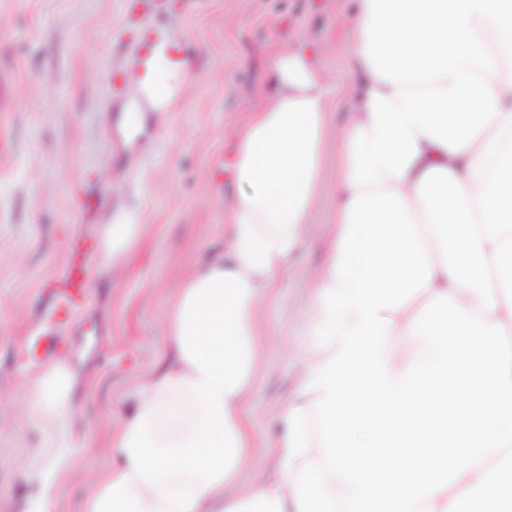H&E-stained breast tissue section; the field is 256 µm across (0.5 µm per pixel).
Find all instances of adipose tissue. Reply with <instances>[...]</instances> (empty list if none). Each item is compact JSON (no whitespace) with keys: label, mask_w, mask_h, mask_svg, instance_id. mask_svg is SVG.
<instances>
[{"label":"adipose tissue","mask_w":512,"mask_h":512,"mask_svg":"<svg viewBox=\"0 0 512 512\" xmlns=\"http://www.w3.org/2000/svg\"><path fill=\"white\" fill-rule=\"evenodd\" d=\"M347 48L362 80L349 122L331 129L326 77L304 48L277 50L274 89L235 133L237 192L224 214V251L177 288L165 316L166 347L112 431L120 457L86 487L82 512H298L292 483L307 460L323 463L311 420L323 390L306 391L327 348L306 342L302 392L281 409L270 446L278 474L245 484L253 437L245 407L259 374L260 300L304 240L322 189L326 143L336 136L334 233L302 313L323 320L349 203L392 190L405 200L430 257L429 285L385 311L384 360L392 380L424 339L409 326L428 300L451 295L468 313L512 334V0H357ZM132 215L109 225L107 263L128 258ZM67 361L26 379V407L69 414Z\"/></svg>","instance_id":"1"}]
</instances>
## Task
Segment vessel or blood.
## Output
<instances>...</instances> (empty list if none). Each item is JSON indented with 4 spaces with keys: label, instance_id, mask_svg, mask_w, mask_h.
I'll return each mask as SVG.
<instances>
[{
    "label": "vessel or blood",
    "instance_id": "obj_1",
    "mask_svg": "<svg viewBox=\"0 0 512 512\" xmlns=\"http://www.w3.org/2000/svg\"><path fill=\"white\" fill-rule=\"evenodd\" d=\"M170 65H186L188 55L177 42L154 35L140 44L136 58V75L144 94L163 102L169 96L168 89L160 87L155 80L156 68L160 63ZM83 270L76 263H69L61 278V288L55 290L53 300L43 315V326L36 338L29 342L28 347L33 356L42 360H55L60 356V328L65 327L72 319L75 298L83 293Z\"/></svg>",
    "mask_w": 512,
    "mask_h": 512
}]
</instances>
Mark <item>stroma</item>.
Segmentation results:
<instances>
[{"label":"stroma","mask_w":512,"mask_h":512,"mask_svg":"<svg viewBox=\"0 0 512 512\" xmlns=\"http://www.w3.org/2000/svg\"><path fill=\"white\" fill-rule=\"evenodd\" d=\"M352 0H0V512H23L40 474L76 461L57 483V512H81L84 488L112 463V428L126 395L165 348L173 291L224 249L234 132L271 89L275 44L324 47L331 124L353 107L355 79L338 27ZM151 16L186 45L192 77L152 108L133 73L128 15ZM336 151L308 234L259 309L261 374L245 409L255 446L242 473L275 470L267 440L298 381L301 312L336 208ZM140 226L131 262L101 263V236L122 214ZM79 244L86 301L62 340L75 373L72 418L43 423L23 402L33 371L19 352L33 335L51 278Z\"/></svg>","instance_id":"obj_1"}]
</instances>
